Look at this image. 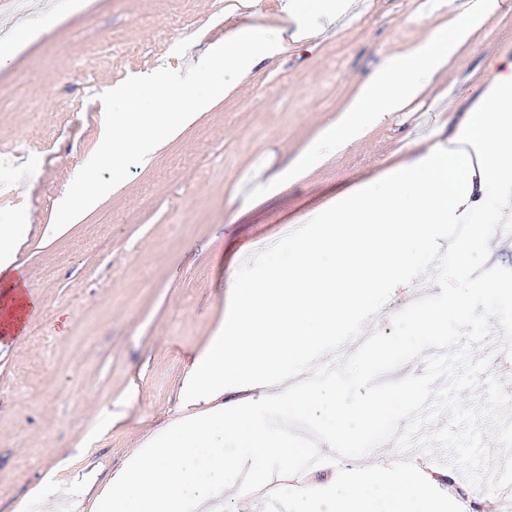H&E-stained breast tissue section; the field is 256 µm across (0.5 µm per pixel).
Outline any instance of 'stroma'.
Returning <instances> with one entry per match:
<instances>
[{
    "instance_id": "35a3bbf8",
    "label": "stroma",
    "mask_w": 512,
    "mask_h": 512,
    "mask_svg": "<svg viewBox=\"0 0 512 512\" xmlns=\"http://www.w3.org/2000/svg\"><path fill=\"white\" fill-rule=\"evenodd\" d=\"M0 0V225L30 230L14 267L36 300L0 338V512H93L101 486L155 431L184 415L194 356L224 317L229 282H263L283 229L310 225L338 195L447 142L512 57V0H493L426 90L346 144L318 151L361 82L448 0ZM246 25L287 27L288 43L248 67L99 207L53 224L97 147L98 96L133 75L186 69Z\"/></svg>"
}]
</instances>
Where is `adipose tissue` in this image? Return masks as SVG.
Masks as SVG:
<instances>
[{
	"label": "adipose tissue",
	"instance_id": "adipose-tissue-1",
	"mask_svg": "<svg viewBox=\"0 0 512 512\" xmlns=\"http://www.w3.org/2000/svg\"><path fill=\"white\" fill-rule=\"evenodd\" d=\"M472 23L470 16L458 15L390 57L362 83L336 125L326 129V144L344 145L401 111ZM502 65L504 74L470 111L462 137L339 200L323 232L307 230L288 241L287 270H273L257 286L232 282L231 315L198 353L184 387L194 412L134 451L95 496V512H215L213 504L225 490L244 498L252 490L242 479L245 468L288 449L281 433L251 407L225 412L220 403L225 391L268 388L279 398L307 401V394L284 388L289 371L335 345L337 328L367 307L381 282H406L413 271L430 265L437 225L455 223L477 190L493 193L502 209L512 210V59ZM23 231L20 224L0 225V299L10 303V320L27 305L9 260ZM325 251L335 253V265L318 262ZM228 431L241 435L229 461L224 458Z\"/></svg>",
	"mask_w": 512,
	"mask_h": 512
}]
</instances>
